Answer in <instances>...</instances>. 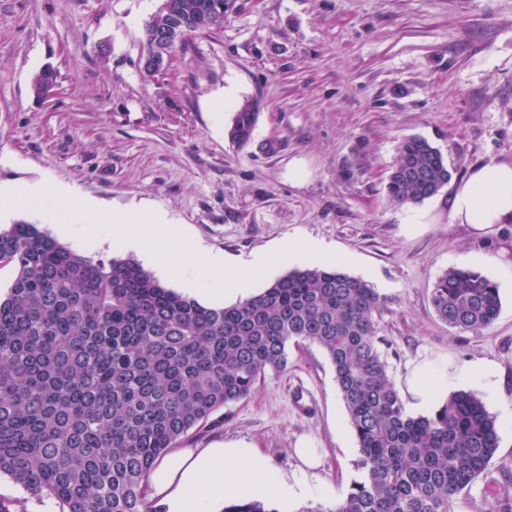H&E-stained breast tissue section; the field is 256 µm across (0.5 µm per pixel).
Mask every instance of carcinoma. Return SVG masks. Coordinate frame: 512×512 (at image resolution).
Segmentation results:
<instances>
[{
  "label": "carcinoma",
  "mask_w": 512,
  "mask_h": 512,
  "mask_svg": "<svg viewBox=\"0 0 512 512\" xmlns=\"http://www.w3.org/2000/svg\"><path fill=\"white\" fill-rule=\"evenodd\" d=\"M171 3L196 21L187 32L219 27L224 0ZM257 118L243 105L231 141L248 145ZM451 178L438 147L408 136L387 196L418 204ZM0 265L17 271L0 299V474L60 512H155L158 460L259 378L285 371L292 343L325 350L358 441L360 478L335 512H452L497 451L496 418L471 392L407 414L375 337L384 298L338 269L311 265L243 302L206 306L133 258L92 260L25 223L0 231ZM431 303L449 327L478 332L498 314L499 288L451 267ZM224 512L267 510L252 499Z\"/></svg>",
  "instance_id": "carcinoma-1"
}]
</instances>
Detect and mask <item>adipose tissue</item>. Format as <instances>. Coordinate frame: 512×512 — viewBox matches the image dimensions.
Wrapping results in <instances>:
<instances>
[{"label":"adipose tissue","instance_id":"obj_1","mask_svg":"<svg viewBox=\"0 0 512 512\" xmlns=\"http://www.w3.org/2000/svg\"><path fill=\"white\" fill-rule=\"evenodd\" d=\"M24 206L66 211L78 217L97 210L95 204L79 198L71 188L49 181L21 188L0 186L1 215ZM450 219L455 224L470 225L479 235L493 232L495 226L512 224V161L472 169L452 193ZM112 221L118 226L120 246L156 259V227L165 221L162 213L118 212ZM329 258L319 245L286 243L274 251L254 255L244 274L218 255L207 257L206 267L213 281L223 284L225 294L245 299L255 278L274 267ZM495 376L496 366L487 360L457 366L424 358L409 366L401 394L411 412H431L464 383L475 382L486 392H493ZM256 492L284 500L298 494L265 461L233 443L221 448H187L168 455L159 462L151 483V495L161 512H213L214 505L225 498H248Z\"/></svg>","mask_w":512,"mask_h":512}]
</instances>
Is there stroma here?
Masks as SVG:
<instances>
[{"instance_id":"obj_1","label":"stroma","mask_w":512,"mask_h":512,"mask_svg":"<svg viewBox=\"0 0 512 512\" xmlns=\"http://www.w3.org/2000/svg\"><path fill=\"white\" fill-rule=\"evenodd\" d=\"M160 0H0V183L50 180L97 202L103 217L57 230L62 217L25 209L27 222L93 259L118 256L112 214L162 212L157 240L167 263L145 268L167 288L198 284L213 295L202 261L220 253L244 263L282 243L315 241L348 256L342 271L385 297L376 339L393 383L414 360L494 361L497 394L485 405L499 448L456 498L453 512H512V225L484 237L450 220V188L419 204L386 193L398 142L439 147L461 183L472 167L512 161V0H227L224 25L177 47L165 73L142 77L144 24ZM56 74L41 99L33 77ZM225 122L261 104L252 143L234 147ZM276 151H267L268 142ZM200 260H186L182 240ZM481 271L499 287L500 313L478 332L439 320L430 301L445 270ZM316 412L299 414L294 388ZM235 442L258 450L305 486L271 512H334L358 478L357 438L334 368L318 345H289L288 368L257 381L245 400L215 412L185 448ZM321 457L304 470L300 443Z\"/></svg>"}]
</instances>
